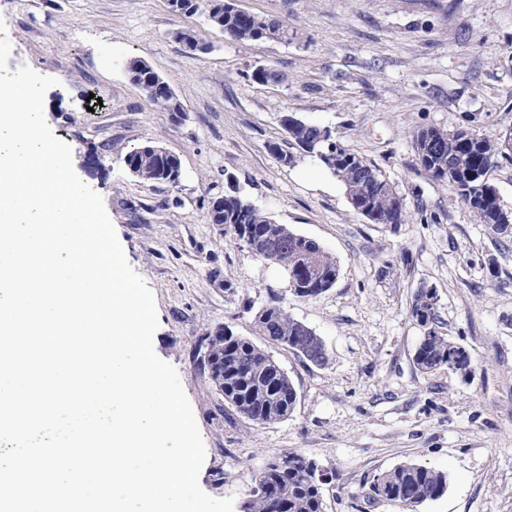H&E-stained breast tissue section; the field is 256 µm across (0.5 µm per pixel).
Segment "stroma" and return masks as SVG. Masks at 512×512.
Returning <instances> with one entry per match:
<instances>
[{
	"label": "stroma",
	"mask_w": 512,
	"mask_h": 512,
	"mask_svg": "<svg viewBox=\"0 0 512 512\" xmlns=\"http://www.w3.org/2000/svg\"><path fill=\"white\" fill-rule=\"evenodd\" d=\"M235 4L297 39L239 43L170 0H0L9 69L56 78L45 119L154 294L155 353L177 370L206 447L202 490L242 505L266 461L296 450L327 475L325 512H512V238L477 223L413 146L428 128L512 131V0ZM181 29L208 53L190 54L173 37ZM132 58L170 85L182 122L131 81ZM260 66L281 81L253 80ZM286 114L378 168L405 200V223H370L335 177L311 178L319 163L286 136ZM144 144L179 158L177 186L130 174L121 155ZM91 150L104 166L95 174L82 166ZM233 187L336 257L333 288L295 297L280 268L210 223V198ZM423 286L436 291L440 331L468 349L470 375L414 366L424 329L410 305ZM273 294L321 336L328 361L272 347L298 399L260 428L217 393L199 339L225 324L263 344L252 318ZM404 462L447 471V492L413 508L373 496L374 477Z\"/></svg>",
	"instance_id": "35a3bbf8"
}]
</instances>
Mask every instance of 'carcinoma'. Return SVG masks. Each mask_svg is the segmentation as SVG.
<instances>
[{
    "instance_id": "cac0c4a2",
    "label": "carcinoma",
    "mask_w": 512,
    "mask_h": 512,
    "mask_svg": "<svg viewBox=\"0 0 512 512\" xmlns=\"http://www.w3.org/2000/svg\"><path fill=\"white\" fill-rule=\"evenodd\" d=\"M183 9L192 14H207L210 25L238 42L288 43L297 37L296 31L274 20L239 10L232 0H185ZM132 64L131 80L144 89L159 111L172 112L182 107L175 95L145 87L151 73L143 61L134 59ZM282 126L303 152L316 158L341 182L352 208L369 222L405 223L404 198L373 164L337 145L328 128L294 116ZM413 142L422 168L431 177L448 181L478 223L489 226L498 235H512V226L500 222L504 207L495 188L486 180L488 171L505 158L503 137L431 128L417 132ZM124 162L134 165L136 178L148 186L166 182L180 165L172 156L152 152L148 145L127 152ZM218 223L224 225V236L243 244L255 255L261 253L268 239L282 235L287 245L280 251L275 266L299 271L292 290L294 296L317 297L336 284L339 267L331 253L318 242L276 222L238 189L224 193V217ZM411 316L425 328L413 356L415 366L426 374L447 368L448 354L457 345L438 331L436 302H426L421 289L413 296ZM252 324L269 344L293 350L315 365L327 363L322 338L290 316L281 297L274 295L260 307ZM200 344L206 349L203 365L208 369L209 379L224 396V402L238 414L258 427H265L293 413L296 388L268 349L234 335L225 325L206 331ZM447 489V472L412 462L382 472L371 484L375 496L406 507L435 500ZM242 512H325L323 482L315 462L294 450L270 458L258 475L256 488L242 504Z\"/></svg>"
}]
</instances>
